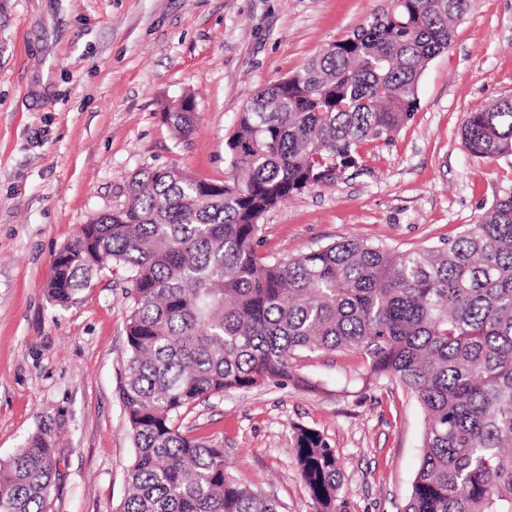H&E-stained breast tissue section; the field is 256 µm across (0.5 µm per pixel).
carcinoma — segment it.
Instances as JSON below:
<instances>
[{"mask_svg":"<svg viewBox=\"0 0 512 512\" xmlns=\"http://www.w3.org/2000/svg\"><path fill=\"white\" fill-rule=\"evenodd\" d=\"M366 22L288 77L261 87L224 152L231 176L139 171L127 201L98 214L53 259L66 307L114 265L131 274L120 399L134 456L118 512H279L244 486L224 449L180 431L193 406L230 390L299 380L322 351L358 353L425 414L404 512H512V195L438 247L398 252L344 239L297 257L256 249L265 214L358 166L419 106L427 63L453 43L472 0H385ZM176 140L192 99L162 113ZM470 154H512V96L468 113ZM42 424L0 464V512H47L57 461ZM316 512H344L340 463L323 435L295 427Z\"/></svg>","mask_w":512,"mask_h":512,"instance_id":"carcinoma-1","label":"carcinoma"}]
</instances>
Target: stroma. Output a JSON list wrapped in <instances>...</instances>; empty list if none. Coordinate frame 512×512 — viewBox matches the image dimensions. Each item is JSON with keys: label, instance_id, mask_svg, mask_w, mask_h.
<instances>
[{"label": "stroma", "instance_id": "35a3bbf8", "mask_svg": "<svg viewBox=\"0 0 512 512\" xmlns=\"http://www.w3.org/2000/svg\"><path fill=\"white\" fill-rule=\"evenodd\" d=\"M383 0H0V462L43 422L57 435L49 512H115L133 448L120 401L131 303L121 267L62 308L55 254L120 207L133 174L176 166L221 182L224 142L260 87L363 25ZM512 95V0H473L427 65L419 107L358 169L267 212L260 254L293 257L359 238L405 251L456 237L512 195V155L470 154L469 112ZM196 130L161 122L182 98ZM299 382L196 404L188 435L221 445L236 478L281 512H315L293 451L318 430L343 475L347 512H401L424 415L353 352L299 362Z\"/></svg>", "mask_w": 512, "mask_h": 512}]
</instances>
